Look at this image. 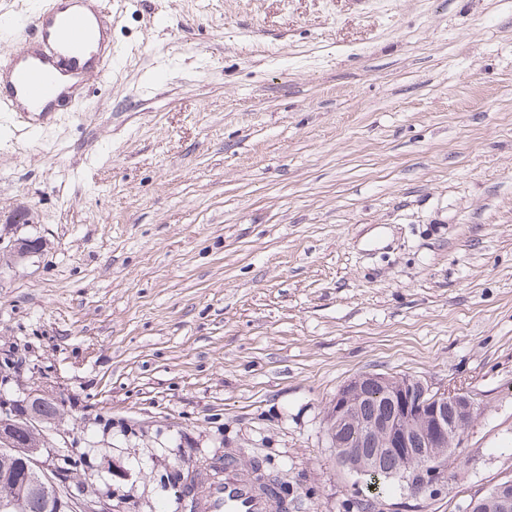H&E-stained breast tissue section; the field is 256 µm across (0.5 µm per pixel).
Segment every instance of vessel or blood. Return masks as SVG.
<instances>
[{
  "label": "vessel or blood",
  "mask_w": 512,
  "mask_h": 512,
  "mask_svg": "<svg viewBox=\"0 0 512 512\" xmlns=\"http://www.w3.org/2000/svg\"><path fill=\"white\" fill-rule=\"evenodd\" d=\"M105 0H61L29 13L25 21L37 38L22 51L0 50V104L29 114L51 109L52 96L67 80L83 84L102 69L106 57ZM274 498L238 463L201 488L197 512H271Z\"/></svg>",
  "instance_id": "obj_1"
}]
</instances>
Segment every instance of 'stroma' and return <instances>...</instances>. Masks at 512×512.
Instances as JSON below:
<instances>
[{
	"instance_id": "obj_1",
	"label": "stroma",
	"mask_w": 512,
	"mask_h": 512,
	"mask_svg": "<svg viewBox=\"0 0 512 512\" xmlns=\"http://www.w3.org/2000/svg\"><path fill=\"white\" fill-rule=\"evenodd\" d=\"M112 66L0 115V402L40 398L59 482L177 512L254 460L287 510L465 512L512 480V0H112ZM480 414L419 496L336 461L360 373Z\"/></svg>"
}]
</instances>
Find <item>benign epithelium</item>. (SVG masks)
<instances>
[{
	"label": "benign epithelium",
	"mask_w": 512,
	"mask_h": 512,
	"mask_svg": "<svg viewBox=\"0 0 512 512\" xmlns=\"http://www.w3.org/2000/svg\"><path fill=\"white\" fill-rule=\"evenodd\" d=\"M41 247L31 248L27 239H13L4 251L17 258L29 257ZM380 392L391 406L388 413L363 418L359 406L364 390ZM477 407L474 398L460 390L434 388L427 382L409 376L361 373L340 388L330 404L329 438L337 449L336 460L352 472L371 467L372 459L355 452L345 438L347 427L358 430L362 438L373 442L380 451L400 460V481L415 493H421L448 482V448L460 444L471 426ZM0 418V512H23V501L15 493L28 482L50 486L55 498L54 512H99L93 502L84 498L80 486L60 490L55 473L42 460V449L28 448L21 457L11 455L13 441L9 436L12 421L3 412Z\"/></svg>",
	"instance_id": "benign-epithelium-1"
}]
</instances>
